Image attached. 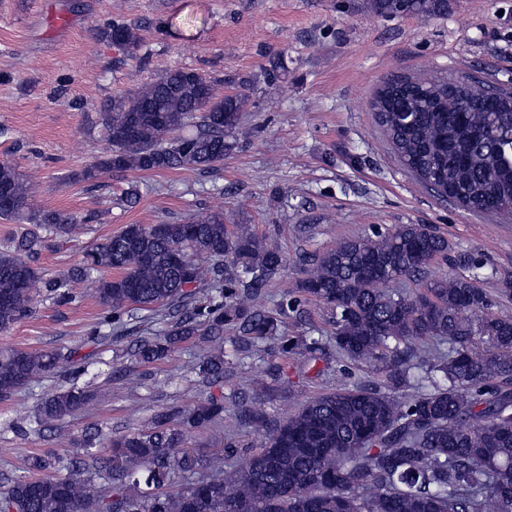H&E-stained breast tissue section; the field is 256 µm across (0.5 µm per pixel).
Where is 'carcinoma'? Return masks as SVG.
Masks as SVG:
<instances>
[{
    "mask_svg": "<svg viewBox=\"0 0 512 512\" xmlns=\"http://www.w3.org/2000/svg\"><path fill=\"white\" fill-rule=\"evenodd\" d=\"M384 14L432 16L448 0H372ZM103 37L133 56L137 29L112 20ZM215 80L185 68L165 71L133 94L112 97L102 113L109 150L73 179L98 187L105 173L172 169L213 170L234 144L242 94L217 97ZM375 110L401 164L423 185L458 205L489 214L512 212V102L493 85L450 77H401L384 84ZM30 185L0 162V217L33 229L0 249V329L25 315L43 294L59 300L71 284L90 280L114 317L147 310L166 325L139 337L133 356L152 363L193 336L224 346V329L238 330L237 351L277 333L278 319L259 305L262 289L285 260L245 226L224 223V212L154 225L127 224L87 250L78 267L47 279L32 265L50 247L87 230L84 220L58 210H32ZM448 240L421 224H401L374 236L347 239L307 261L301 291L320 303L333 325L343 360L373 362L383 387L356 385L307 400L283 422L250 421L267 441L230 475L224 454L189 455L185 432L224 417V401L193 410L156 412L145 429L109 442L101 455L80 450L35 456L29 470L58 475L8 476L0 512H512V315L489 312L476 277L433 280L415 295L385 285L414 278L439 257ZM215 260L204 267L198 257ZM107 270L112 276L103 277ZM211 293L195 300L192 288ZM486 336L494 347L477 346ZM446 340L453 350L429 363L433 391L403 401L397 389L413 358V343ZM284 354L320 348L313 336H280ZM53 351L0 353V396L53 371ZM199 374L224 380V358L209 356ZM86 392L52 393L40 407L36 431L86 404ZM182 488L164 490L173 476Z\"/></svg>",
    "mask_w": 512,
    "mask_h": 512,
    "instance_id": "cac0c4a2",
    "label": "carcinoma"
}]
</instances>
